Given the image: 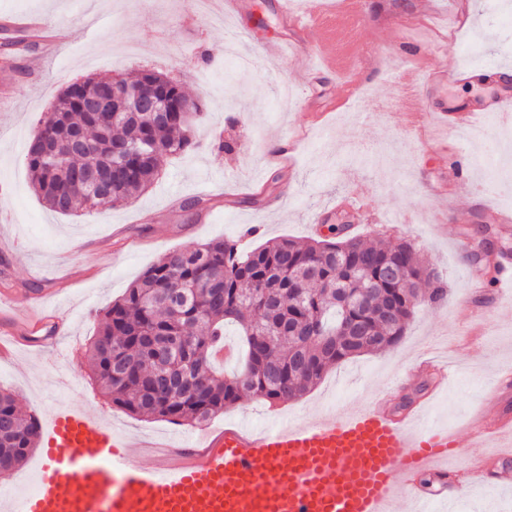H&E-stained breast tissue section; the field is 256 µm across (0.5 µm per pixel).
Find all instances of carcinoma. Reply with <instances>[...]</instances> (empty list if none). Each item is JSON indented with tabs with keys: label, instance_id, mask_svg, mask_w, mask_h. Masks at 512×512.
<instances>
[{
	"label": "carcinoma",
	"instance_id": "1",
	"mask_svg": "<svg viewBox=\"0 0 512 512\" xmlns=\"http://www.w3.org/2000/svg\"><path fill=\"white\" fill-rule=\"evenodd\" d=\"M140 86L167 101L159 117L130 113L108 121L89 102L112 91V79L67 85L56 111L38 120L25 167L33 191L62 215L121 205L155 181L164 158L194 145L199 110L168 77L142 73ZM119 163L121 174L91 197L88 171ZM332 238H285L249 252L212 241L164 255L104 314L87 352L90 377L113 404L146 419L202 424L249 395L269 403L294 399L342 361L389 348L402 338L430 280L408 242L365 243L331 228ZM242 336L245 362L233 373L214 369L227 325ZM38 423L0 389V474L21 466L35 447Z\"/></svg>",
	"mask_w": 512,
	"mask_h": 512
}]
</instances>
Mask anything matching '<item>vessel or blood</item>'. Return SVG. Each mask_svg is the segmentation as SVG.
Returning a JSON list of instances; mask_svg holds the SVG:
<instances>
[{
    "mask_svg": "<svg viewBox=\"0 0 512 512\" xmlns=\"http://www.w3.org/2000/svg\"><path fill=\"white\" fill-rule=\"evenodd\" d=\"M279 14L299 30L312 29L318 15L278 0ZM417 92L418 112L432 119L454 115L464 126L482 118L512 114V95L488 103L428 106L424 97L464 71L438 68L403 71ZM0 357L5 338L48 327L37 299L19 302L0 295ZM418 411L396 415L384 404L348 414L329 413L312 423L261 429L238 419L206 434L203 449L181 463L144 464L130 437L90 411L56 407L41 433L46 448L31 492L11 500L10 512H395L406 498L413 512H431L432 494L422 474H437L461 487L476 485L488 461L445 467L448 455H462L455 432L417 429ZM512 434V417L475 421L470 445Z\"/></svg>",
    "mask_w": 512,
    "mask_h": 512,
    "instance_id": "b4317fda",
    "label": "vessel or blood"
}]
</instances>
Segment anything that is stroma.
<instances>
[{
    "instance_id": "1",
    "label": "stroma",
    "mask_w": 512,
    "mask_h": 512,
    "mask_svg": "<svg viewBox=\"0 0 512 512\" xmlns=\"http://www.w3.org/2000/svg\"><path fill=\"white\" fill-rule=\"evenodd\" d=\"M224 0L198 11L194 0H0V43L15 42L11 65H0V293L40 295L58 307L62 329L50 346L21 345L0 360V387L22 410L44 422L50 408L81 406L132 436L145 461L162 456L159 442L196 441L237 416L255 427L313 421L336 409L368 406L376 392L395 385L390 407L429 400L424 426L464 431L479 412L512 415V387L499 377L512 369V288L474 289L484 250L470 227L491 223L489 207L471 185L494 159L504 187L494 207L512 210V121L486 118L480 138L454 123L425 124L413 113L385 108L414 58L446 62L449 70L482 74L512 70V23L503 19L512 0H472L474 22L434 46V28L454 18L457 0H360V42L385 44L383 61L364 55L363 96L350 95L330 72L312 69L303 53L275 61L262 56L264 42L303 36L278 16L277 0H255L265 19L251 38L226 50L228 35L212 13ZM38 15L61 33L55 53L21 39L7 17ZM156 71L197 100L201 116L194 145L165 159L154 184L127 204L84 216L51 211L29 185L23 157L36 122L50 112L68 84L89 76L136 78ZM236 140L235 152L217 150ZM471 160L448 182L452 152ZM202 198L199 211L187 201ZM324 223L351 222L364 241L410 242L447 290L437 303L418 306L402 340L329 369L320 384L298 398L273 405L243 398L204 426L146 420L120 409L92 384L86 343L112 301L161 256L213 240L246 251L283 239L310 240L313 214ZM451 351L447 391L426 395L404 370L421 354ZM450 512H512V485L485 484L483 495L462 488Z\"/></svg>"
}]
</instances>
